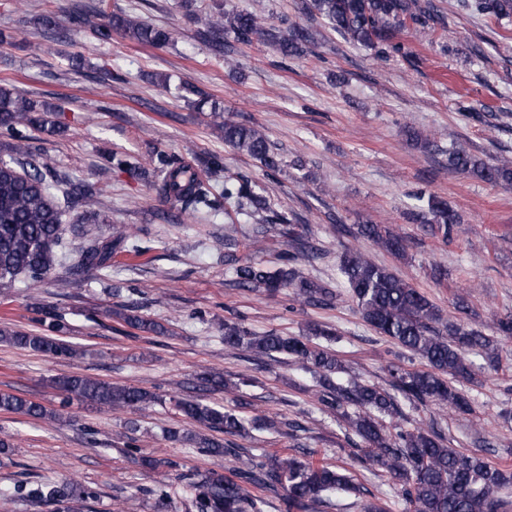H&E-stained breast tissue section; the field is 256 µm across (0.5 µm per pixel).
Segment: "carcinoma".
<instances>
[{"mask_svg": "<svg viewBox=\"0 0 512 512\" xmlns=\"http://www.w3.org/2000/svg\"><path fill=\"white\" fill-rule=\"evenodd\" d=\"M462 6L480 17H512V0H462ZM301 10L315 11L338 36L374 50L381 62L404 53V45L398 41L404 28L413 26L433 34L446 26L432 0H301ZM192 19L198 24L197 40L226 64L231 63L232 40L269 45L283 60L311 53L317 44L316 33L297 22L279 27L246 9L226 10L221 3L208 6L201 15L192 13ZM71 21L78 27H92L95 38L102 42L112 40L114 33L155 48L170 41L167 29L103 4L95 11V19L76 14ZM49 112L51 109L19 95L15 89L0 85L1 135L21 140L22 129L28 127L53 132L56 126ZM222 128L225 145L258 161L267 172L281 170L278 148L261 128L231 119L224 120ZM152 164L156 193L183 211L215 213L233 209L259 218L262 226L288 224L290 228L284 234H293V219L273 210L251 179L239 176L221 181L224 165L217 157L197 170L182 158L156 150ZM448 169L490 185H512L511 163L489 162L460 147L448 149ZM416 200L412 218L436 225L443 237H448V225L462 223L461 215L443 198L419 194ZM94 202L92 190L58 179L33 157L24 162L14 157L1 162L0 285L21 278L37 286L59 268L71 275L105 270L111 267L112 254L122 248L141 254L143 248L118 226L112 227V235L106 238H96L68 255L62 252L63 208L80 207L86 217ZM358 233L387 252L398 254L403 250V239L380 224H361ZM300 259L296 253L284 254L271 268L227 252L224 265L238 288L269 293L289 288L303 304L333 305L334 290L325 282L304 276ZM338 272L363 320L420 362L418 368L392 366L391 390L355 380L345 384L334 380L335 375L344 372V366L332 348L337 332L331 328H311L299 336L276 331L259 335L240 321L226 320L224 348L245 353L252 360L290 358L313 373L318 378L317 402L345 424L347 434L364 444L360 460L385 471L400 486L410 512H512V469L448 447L444 436L434 429L417 425L397 427L391 432L383 425L384 419L401 414V397L425 406L470 411L471 403L459 387L475 378L466 354L474 353L490 368L499 369L497 336H487L461 322H450L446 331H441L443 314L423 292L359 250L341 256ZM123 320L143 332L160 331L156 323L142 315L125 314ZM36 322L43 329L12 330L0 338L55 358L70 359L82 353L78 346L58 336L63 330L60 316L47 312ZM205 383L215 390L236 393L246 381L233 383L215 373L206 377ZM51 386L62 396L64 405L76 399L104 409L143 412L158 400L145 389L88 376H59L52 379ZM170 401L184 422L228 437H243L251 427L276 428L273 420L247 419L232 408L211 406L192 397H172ZM0 411L40 420L56 417L39 403L2 392ZM167 438L233 464L231 477L216 470L184 477L182 491L188 494L192 512H266L270 507L268 492L280 494L285 512H317L337 494L360 491V483L349 469L317 463L305 454H255L250 448L232 446L227 439L221 442L187 429H170ZM17 499L46 507L48 512H77L97 499V491L77 482L40 479L19 483L13 491L3 493L7 503Z\"/></svg>", "mask_w": 512, "mask_h": 512, "instance_id": "1", "label": "carcinoma"}]
</instances>
